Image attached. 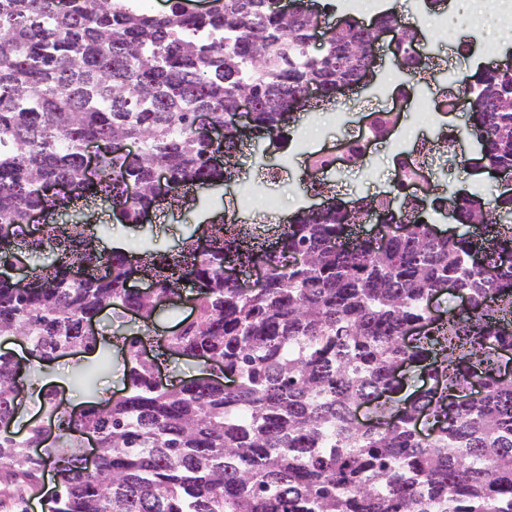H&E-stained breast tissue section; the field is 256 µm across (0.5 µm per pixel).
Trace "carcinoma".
Returning <instances> with one entry per match:
<instances>
[{
    "instance_id": "obj_1",
    "label": "carcinoma",
    "mask_w": 512,
    "mask_h": 512,
    "mask_svg": "<svg viewBox=\"0 0 512 512\" xmlns=\"http://www.w3.org/2000/svg\"><path fill=\"white\" fill-rule=\"evenodd\" d=\"M165 13L129 0H0V259L49 254L42 275L25 285L0 278V336H20L31 357L51 361L81 347L95 351L84 323L102 309H136L143 322L184 284L197 313L177 336L160 342L173 356L207 357L233 371L232 389L194 378L159 387L154 365L137 357L141 331L123 337L126 394L90 402L79 418L60 416L53 389L42 409L69 432L58 462L56 491L44 512H512V380L497 377L500 351L512 349V197L475 193L441 203L459 222L487 226L479 239L437 237L406 198L360 197L353 208L303 209L279 226L275 252L249 292L224 279L267 250L244 224H211L208 246L187 238L161 254L142 244L141 272L152 290L126 287L127 255L104 252L89 224H59L63 207L105 198L137 224L141 211L195 202L197 187L220 185L237 168L239 142L228 133L201 140L196 115L233 121L238 97L251 93L256 129L268 145L288 144L296 113L334 97H305L325 75L358 69L368 28H345L311 51L319 23L305 0L295 17L267 0H210L188 12L168 0ZM468 119L492 141L490 164L512 170V74H461ZM135 153L113 151L115 141ZM99 150L97 180L84 177L86 148ZM169 174L172 193L159 199L154 176ZM69 187L56 198L52 184ZM376 211L382 242L349 246V228ZM44 219L40 236L25 233L30 213ZM484 265L478 267L473 255ZM80 265L94 274L67 277ZM466 294L470 308L451 306L432 319L428 298ZM419 365L432 385L405 396L393 377ZM18 361L0 351V509L21 512L38 494L51 457L32 455L45 432L13 431ZM111 367L107 349L75 368L73 381L95 390ZM373 405L375 426L356 421ZM432 432L421 437L414 419ZM93 433L97 467L82 466L78 435Z\"/></svg>"
}]
</instances>
